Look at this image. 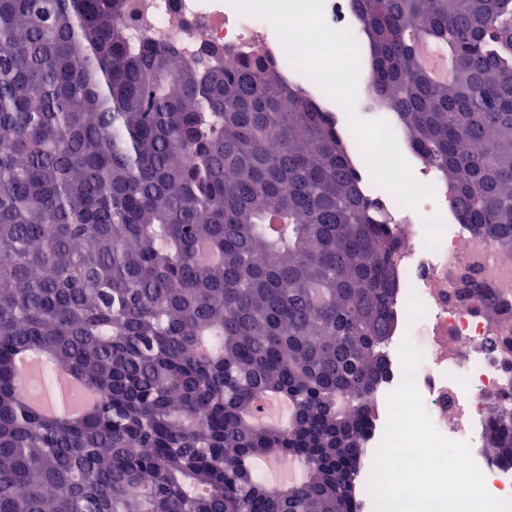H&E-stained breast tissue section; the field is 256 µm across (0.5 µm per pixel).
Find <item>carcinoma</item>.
Wrapping results in <instances>:
<instances>
[{
    "label": "carcinoma",
    "instance_id": "1",
    "mask_svg": "<svg viewBox=\"0 0 512 512\" xmlns=\"http://www.w3.org/2000/svg\"><path fill=\"white\" fill-rule=\"evenodd\" d=\"M350 7L372 96L461 223L512 254V0ZM132 12L0 0V512H353L398 239L275 60L133 52ZM411 32L448 49L446 81ZM27 352L93 405L39 412ZM271 395L282 423L258 417ZM486 449L512 469V413L488 415ZM284 458L294 483L254 468Z\"/></svg>",
    "mask_w": 512,
    "mask_h": 512
}]
</instances>
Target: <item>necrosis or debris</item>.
<instances>
[{
	"label": "necrosis or debris",
	"instance_id": "obj_1",
	"mask_svg": "<svg viewBox=\"0 0 512 512\" xmlns=\"http://www.w3.org/2000/svg\"><path fill=\"white\" fill-rule=\"evenodd\" d=\"M137 2L138 20L126 32L129 44H139L147 35L172 45L187 59L211 48L228 47L245 55L259 50L273 56L284 80L324 98L321 87L292 65L271 26L239 13L228 0ZM351 154L363 192L379 202L399 239L393 311L397 324L410 327L423 355L416 382L424 406L442 435L469 444L488 492L512 499V472L491 464L484 453L486 404L512 412V309L492 318L461 292L472 277L496 289L512 306V257L469 225L455 222L448 186L433 168L422 166L419 173L434 186L436 197L415 212L372 183L360 149ZM413 296L426 312L412 324L407 304Z\"/></svg>",
	"mask_w": 512,
	"mask_h": 512
}]
</instances>
